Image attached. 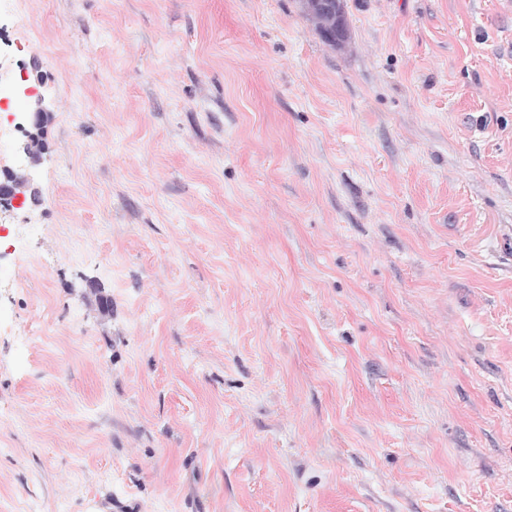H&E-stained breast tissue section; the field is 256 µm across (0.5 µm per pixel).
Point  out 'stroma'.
Listing matches in <instances>:
<instances>
[{"label": "stroma", "instance_id": "obj_1", "mask_svg": "<svg viewBox=\"0 0 512 512\" xmlns=\"http://www.w3.org/2000/svg\"><path fill=\"white\" fill-rule=\"evenodd\" d=\"M342 5H0V512H512V0ZM332 2L333 0H301L300 4L302 10L317 28L321 36L328 41L336 43V40H330L328 36L329 34H334V36L336 34V38L339 37L338 41H342L346 35L340 34V32L343 30L345 22L343 15L336 12V6H340V1H334L336 2L335 4Z\"/></svg>", "mask_w": 512, "mask_h": 512}]
</instances>
